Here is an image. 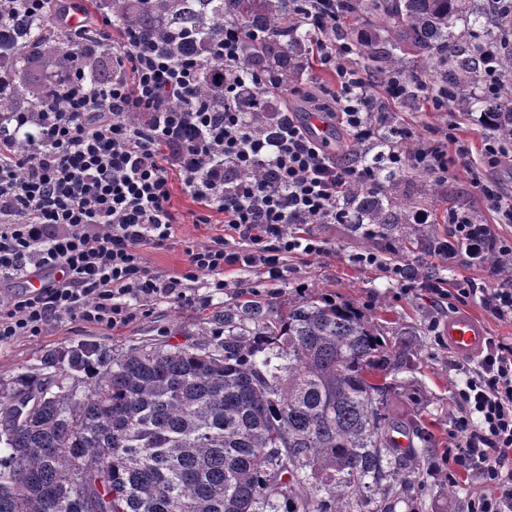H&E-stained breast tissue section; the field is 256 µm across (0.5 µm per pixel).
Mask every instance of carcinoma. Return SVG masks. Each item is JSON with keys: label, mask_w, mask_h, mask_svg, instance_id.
I'll list each match as a JSON object with an SVG mask.
<instances>
[{"label": "carcinoma", "mask_w": 512, "mask_h": 512, "mask_svg": "<svg viewBox=\"0 0 512 512\" xmlns=\"http://www.w3.org/2000/svg\"><path fill=\"white\" fill-rule=\"evenodd\" d=\"M471 0H349L353 20L388 19L372 57L378 80L417 79L406 57L436 63L433 95L466 111L483 80L482 43L453 32ZM502 0H483L486 38L499 42L498 77L512 76V40ZM120 26L147 29L177 59L201 65L203 99L224 105V63L206 42L231 21L258 33L239 65L285 88L300 79L314 32L299 0H97ZM62 5L32 16L20 0L0 7V121L31 112L42 91L27 75L47 57L66 69L96 30L61 29ZM486 126L512 144V80L488 98ZM240 111L256 133L280 105L244 90ZM338 204L356 217L368 250L411 236L409 205L382 186L350 185ZM498 276L512 259L491 252ZM413 329L376 321L349 300L311 296L274 303L251 293L224 305V331L195 343L130 347L94 341L48 351L40 365L0 387V512H393L418 505L433 483L436 440L420 410L392 404L412 392L405 374L424 345Z\"/></svg>", "instance_id": "carcinoma-1"}]
</instances>
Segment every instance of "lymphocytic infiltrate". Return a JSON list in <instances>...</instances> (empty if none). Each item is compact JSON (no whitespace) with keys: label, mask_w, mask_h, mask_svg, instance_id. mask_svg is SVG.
<instances>
[{"label":"lymphocytic infiltrate","mask_w":512,"mask_h":512,"mask_svg":"<svg viewBox=\"0 0 512 512\" xmlns=\"http://www.w3.org/2000/svg\"><path fill=\"white\" fill-rule=\"evenodd\" d=\"M302 2L318 32L321 65L338 77L320 114L353 141L378 139L368 117L375 85L355 63L352 46L336 37L343 14L329 10L330 0ZM243 41L241 27L229 22L211 45L228 69L223 111L200 100L197 61L176 60L144 33L124 28L94 48L103 75L89 79L76 68L62 103L43 101L38 111L12 113L0 127V284L58 274L47 287L0 296V346L67 319L123 328L157 301L194 302L200 276L223 290L225 268L239 263L278 277L288 256L324 250L323 241L286 233V225L350 223L337 201L349 184L376 183V165L336 160L287 109L253 133L233 100L241 87L261 89L265 82L239 68ZM395 136L417 147L409 155L393 146L380 152L394 171L444 180L453 174L449 150L466 153L451 131L439 140L417 138L409 128ZM253 167L264 168L266 179H239V171ZM175 175L203 209L223 214L228 230L249 242V253L229 250L218 235L189 250L180 273L145 265L143 248L167 246L175 236ZM450 222L449 244L469 263L483 264L491 251L512 255V241L492 225L458 213ZM453 296L479 300L495 319L512 322L511 285L477 288L460 279ZM456 395L444 463L449 471L479 475L484 490L469 512H512V341L490 337Z\"/></svg>","instance_id":"lymphocytic-infiltrate-1"}]
</instances>
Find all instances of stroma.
I'll use <instances>...</instances> for the list:
<instances>
[{
  "instance_id": "stroma-1",
  "label": "stroma",
  "mask_w": 512,
  "mask_h": 512,
  "mask_svg": "<svg viewBox=\"0 0 512 512\" xmlns=\"http://www.w3.org/2000/svg\"><path fill=\"white\" fill-rule=\"evenodd\" d=\"M470 93L475 104L466 112H430L423 106L414 109L397 105L388 113L391 127H409L425 137L455 126L461 144L467 149L466 156L454 159L455 177L439 180L425 173L405 172L389 185L392 196L407 200L411 211L430 214L431 226L443 240L449 236L448 216L454 212H467L480 224H496L494 214L473 193L465 167L484 173L488 179L497 182L503 192H512V162L496 166L485 163L481 150L491 132L480 119L483 110L480 87H472ZM171 205L178 217L175 239L168 246L143 250L145 264L165 272L183 270L188 250L208 243L210 237L221 233L224 227L223 215L216 213L211 214L209 223H201L202 208L184 190L177 177L171 180ZM496 226L501 236L512 238V223ZM294 230L324 240L326 250L290 257L276 279L269 278L258 266L227 268L223 290L201 289L200 301L188 305L158 301L150 315L137 316L119 330L68 320L52 324L44 335L19 337L0 347V382L9 383L17 372L38 365L48 350L82 340L105 344L116 352L142 341L163 345L206 340L210 332L221 327L225 304L253 288L276 301L323 291L379 313L396 326L418 329L419 343L429 350L414 373L413 389L418 398L414 401L396 400L393 411L402 417L414 406H421L423 417L437 440L447 438L457 411L456 388L463 378L464 368L469 365L468 360L450 352L442 340V329L449 314L467 308L477 316L485 317L490 335L506 339L512 337V323L486 317L484 308L475 300L463 306L427 288L403 293L383 268L356 262L355 257L362 253L363 247L351 225L298 224ZM380 257L385 264L435 267L440 273L442 287L447 289L462 278L470 279L479 288L493 284L486 268L469 265L460 255L453 258L440 255L430 248L429 239L422 232L414 236L412 245L402 255L396 257L384 251ZM481 490L476 474H457L449 485L434 487L421 512H467L470 499Z\"/></svg>"
}]
</instances>
